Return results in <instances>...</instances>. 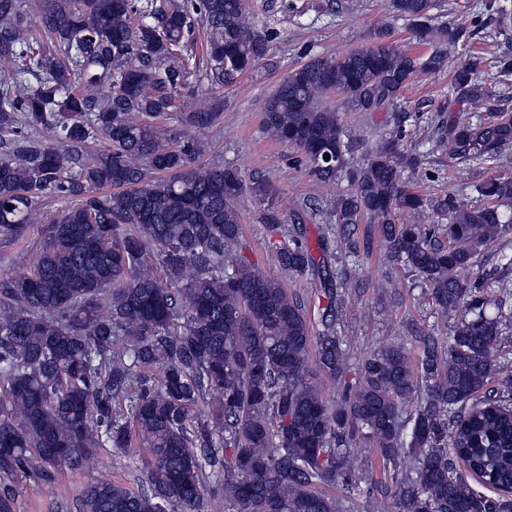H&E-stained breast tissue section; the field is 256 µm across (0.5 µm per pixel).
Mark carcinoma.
Masks as SVG:
<instances>
[{
  "instance_id": "cac0c4a2",
  "label": "carcinoma",
  "mask_w": 512,
  "mask_h": 512,
  "mask_svg": "<svg viewBox=\"0 0 512 512\" xmlns=\"http://www.w3.org/2000/svg\"><path fill=\"white\" fill-rule=\"evenodd\" d=\"M139 2L39 0V41L28 0H0L9 75L0 82V236L46 229L26 270L0 279V512H15L13 481L53 483L134 438L150 449L147 486L89 482L79 512H204L210 478L221 474L228 512H339L340 501L316 487L353 485L350 445L360 437L394 472L372 512H512V373L497 363L512 289L499 284L489 318L492 284L459 277L512 234L501 211L512 209V175L479 181L478 205L453 193L425 197L404 180L421 160L402 149V130L350 169L340 116L380 111L415 76L448 68L447 55H414L380 29L361 50L293 69L265 105L269 137L294 147L323 182L346 175L331 217L350 247L363 218L381 225L390 259L422 279L441 316L455 317L448 341L427 337L419 362L392 345L365 356L349 381L331 267L302 237L276 246L283 269L319 279L314 337L302 304L244 254L234 200L250 191L275 234L276 190L197 163L193 133L216 124L222 102L179 113L180 137L159 123L192 77L190 12L212 34L217 84L254 68L268 35L246 22L244 0ZM392 7L419 43L473 35L462 20L431 24L434 0ZM450 77L459 101L491 97L474 63ZM333 93L340 111L321 104ZM440 120L438 148L451 159L480 166L512 146V116L501 111L472 122L444 105ZM44 128L53 140L42 139ZM95 136L101 147L84 153ZM105 186L114 192L96 193ZM46 195L68 209H41ZM426 210L448 223H421ZM398 212L413 221L394 223ZM313 343L322 371L343 382L334 404L309 380ZM494 380L496 392L484 393Z\"/></svg>"
}]
</instances>
